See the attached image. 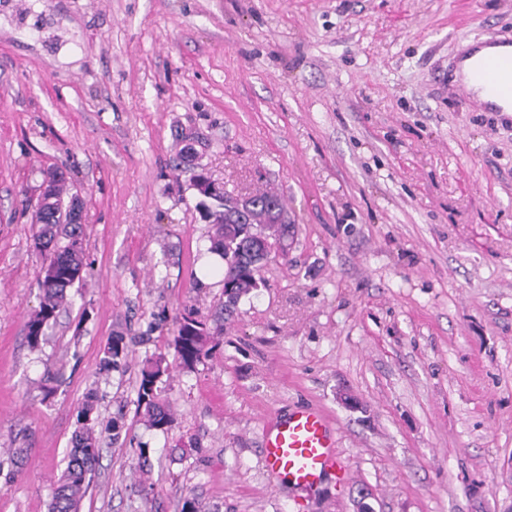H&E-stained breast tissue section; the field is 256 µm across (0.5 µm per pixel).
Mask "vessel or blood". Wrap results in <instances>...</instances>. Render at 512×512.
Instances as JSON below:
<instances>
[{"instance_id": "vessel-or-blood-1", "label": "vessel or blood", "mask_w": 512, "mask_h": 512, "mask_svg": "<svg viewBox=\"0 0 512 512\" xmlns=\"http://www.w3.org/2000/svg\"><path fill=\"white\" fill-rule=\"evenodd\" d=\"M467 62L459 85L465 99L483 92L485 109L500 111L512 103V49L495 37L476 41L463 55ZM267 470L297 488H311L339 469L336 438L324 416L302 407L274 418L262 440Z\"/></svg>"}]
</instances>
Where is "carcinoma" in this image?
<instances>
[{
    "label": "carcinoma",
    "mask_w": 512,
    "mask_h": 512,
    "mask_svg": "<svg viewBox=\"0 0 512 512\" xmlns=\"http://www.w3.org/2000/svg\"><path fill=\"white\" fill-rule=\"evenodd\" d=\"M44 181L48 183L47 190L38 200L32 226L36 228V247L50 253V260L42 268L39 278V306L26 322V337L32 347L39 346L44 340L47 329L67 306L68 290L83 281L86 273L82 219L71 217L67 210L71 188L63 176L55 172L46 173ZM193 187L200 197L198 208L201 214L214 217L209 252L224 262L225 301L221 310L229 315L243 297L259 287L268 243L261 238L260 232L253 231L254 225L241 224L237 218L224 216V195H208L209 184L204 173L194 175ZM244 206L257 219L262 218L270 207L277 208L279 238L288 237L293 225L288 223L284 199L279 193L258 191L245 200ZM211 336L213 333L205 322L197 318L195 309H185L175 319L171 342L177 366L191 369L207 357ZM128 359L129 350L124 337L111 336L102 349V367L106 370L123 369ZM165 376H170V364L164 355L147 359L140 370L136 397V413L145 425L163 432L174 422L172 404L160 396L159 384ZM93 413L94 404L88 397L78 413L79 427L72 435V448L66 467L55 483L48 512H78L81 508L89 487L88 475L95 470L99 460V454L94 452L99 441Z\"/></svg>",
    "instance_id": "cac0c4a2"
}]
</instances>
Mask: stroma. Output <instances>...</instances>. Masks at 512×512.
<instances>
[{
    "label": "stroma",
    "instance_id": "1",
    "mask_svg": "<svg viewBox=\"0 0 512 512\" xmlns=\"http://www.w3.org/2000/svg\"><path fill=\"white\" fill-rule=\"evenodd\" d=\"M488 35L512 39V0H0V449L25 451L0 512H47L88 396L80 512H354L364 490L374 512H512V112L455 75ZM188 143L229 194L282 195L295 233L212 356L166 378L163 433L135 415L139 370L224 300L196 279ZM50 169L82 189L88 268L34 349ZM118 332L128 365L102 369ZM306 406L349 477L303 491L261 448Z\"/></svg>",
    "mask_w": 512,
    "mask_h": 512
}]
</instances>
